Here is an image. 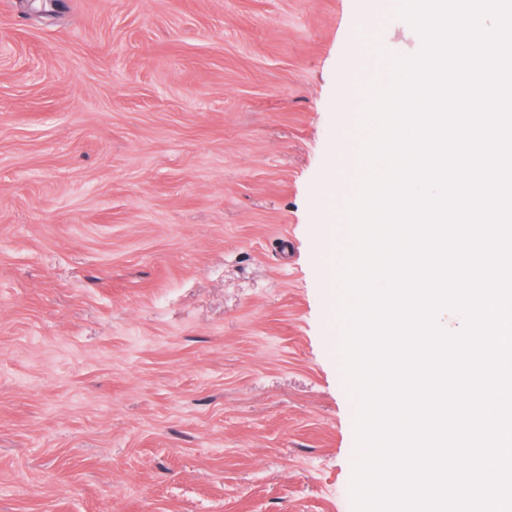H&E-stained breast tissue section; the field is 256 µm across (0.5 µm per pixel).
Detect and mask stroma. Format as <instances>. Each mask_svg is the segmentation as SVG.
I'll return each instance as SVG.
<instances>
[{
	"label": "stroma",
	"mask_w": 512,
	"mask_h": 512,
	"mask_svg": "<svg viewBox=\"0 0 512 512\" xmlns=\"http://www.w3.org/2000/svg\"><path fill=\"white\" fill-rule=\"evenodd\" d=\"M399 4L0 0V512H353L319 214Z\"/></svg>",
	"instance_id": "1"
}]
</instances>
